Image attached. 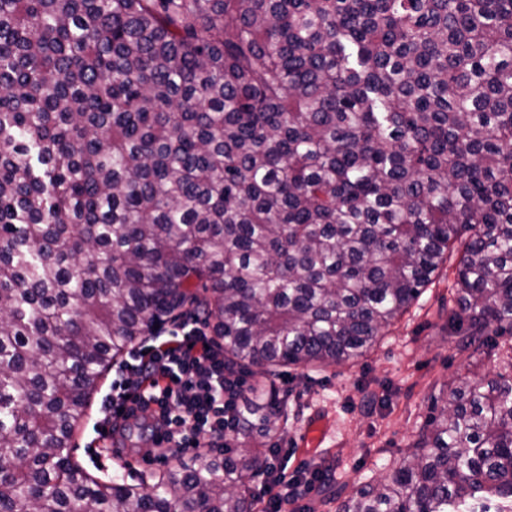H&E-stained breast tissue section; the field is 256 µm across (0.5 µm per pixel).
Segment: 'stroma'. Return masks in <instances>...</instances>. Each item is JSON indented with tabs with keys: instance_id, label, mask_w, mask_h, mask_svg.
Wrapping results in <instances>:
<instances>
[{
	"instance_id": "stroma-1",
	"label": "stroma",
	"mask_w": 512,
	"mask_h": 512,
	"mask_svg": "<svg viewBox=\"0 0 512 512\" xmlns=\"http://www.w3.org/2000/svg\"><path fill=\"white\" fill-rule=\"evenodd\" d=\"M455 272L456 260L448 258L418 301L364 357L317 372L292 369L277 379L280 392L288 396V427L282 436L288 455L282 466L293 476L310 463L330 479L306 497L311 512H336L330 494H349L391 473L443 385L493 376L512 361L511 336L491 337L490 349L472 357L461 350L459 337L449 335L446 320ZM111 387V377H104L75 428L69 453L99 480L137 485L165 465L149 454L150 436H132L125 430L113 435L111 454L100 452L94 425ZM318 418L327 419L330 433L310 451L302 446L301 436Z\"/></svg>"
}]
</instances>
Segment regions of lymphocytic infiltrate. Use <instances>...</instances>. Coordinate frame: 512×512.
Masks as SVG:
<instances>
[{"mask_svg": "<svg viewBox=\"0 0 512 512\" xmlns=\"http://www.w3.org/2000/svg\"><path fill=\"white\" fill-rule=\"evenodd\" d=\"M125 370L102 401L101 439L141 412L153 415V441L163 451L227 447L237 437L245 381L227 370L206 323H177L162 340L135 348ZM304 491L297 478L275 470L260 489V512H298Z\"/></svg>", "mask_w": 512, "mask_h": 512, "instance_id": "lymphocytic-infiltrate-1", "label": "lymphocytic infiltrate"}]
</instances>
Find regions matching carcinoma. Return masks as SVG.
Masks as SVG:
<instances>
[{
	"mask_svg": "<svg viewBox=\"0 0 512 512\" xmlns=\"http://www.w3.org/2000/svg\"><path fill=\"white\" fill-rule=\"evenodd\" d=\"M450 247L448 331L511 336L512 0H0V512H254L274 379L364 355ZM192 309L264 379L244 442L96 480L91 395ZM337 512H512V362Z\"/></svg>",
	"mask_w": 512,
	"mask_h": 512,
	"instance_id": "cac0c4a2",
	"label": "carcinoma"
}]
</instances>
